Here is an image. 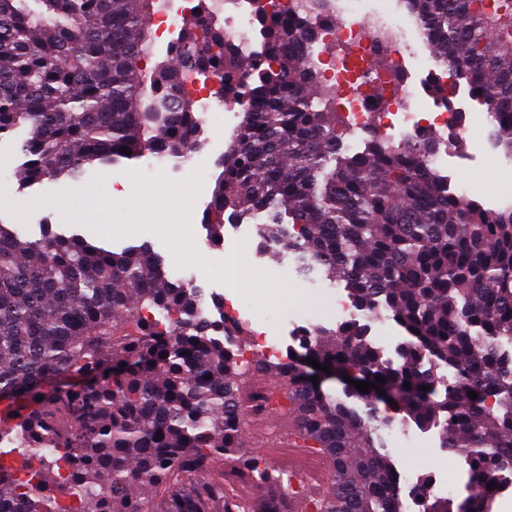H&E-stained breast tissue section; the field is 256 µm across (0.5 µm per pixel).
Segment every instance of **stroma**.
Wrapping results in <instances>:
<instances>
[{"label": "stroma", "mask_w": 512, "mask_h": 512, "mask_svg": "<svg viewBox=\"0 0 512 512\" xmlns=\"http://www.w3.org/2000/svg\"><path fill=\"white\" fill-rule=\"evenodd\" d=\"M406 78L419 91L422 111L455 108L464 99L470 102L462 119L471 128V138L451 145L442 167L450 187L465 186L469 198L487 210L512 202V165L490 160L494 136L492 127L483 123L484 106L470 100L464 88L445 100L436 96L427 69L409 70ZM21 162L17 141H9L0 150V174L6 176L0 181V222L32 234L45 222L57 232H75L115 250L150 243L165 269H185L202 287L205 298L225 300L223 310H211V318L222 313L234 316L259 353L271 348L278 357H287L299 347L296 327L335 326L336 283L318 272L302 277L293 259L260 251L256 225L241 226L236 218L225 219L221 242L201 249L198 241L209 237L204 225L206 203L193 204L187 211L146 208L144 193L161 186L174 193L185 190L184 180L171 165L161 166L145 178L135 160L91 169L78 185L46 181L23 189L18 177ZM128 179L134 182V189L111 208H100L98 199L110 184ZM228 250L236 251L242 272L232 289L224 284L223 261Z\"/></svg>", "instance_id": "stroma-1"}]
</instances>
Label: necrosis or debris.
<instances>
[{"mask_svg": "<svg viewBox=\"0 0 512 512\" xmlns=\"http://www.w3.org/2000/svg\"><path fill=\"white\" fill-rule=\"evenodd\" d=\"M245 0H220L224 33L244 52H252L256 37L254 13ZM324 15L317 19L319 50L309 51L305 65L322 76L320 96L332 102L345 118L349 134L377 124L382 135L398 132L401 139L420 138L424 133L452 131L455 140L469 133L458 113L432 112L419 116L416 91L396 81L408 66L426 67L429 62L423 27L411 12L408 0H323ZM220 72L201 78L184 70L181 91L199 98L209 127L230 129L233 107H246L247 97L216 101L212 85ZM395 475L400 488V512H423L428 498L450 497L459 490H472L470 464L462 462L454 477L421 475L416 464L399 461Z\"/></svg>", "mask_w": 512, "mask_h": 512, "instance_id": "necrosis-or-debris-1", "label": "necrosis or debris"}]
</instances>
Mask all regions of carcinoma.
<instances>
[{
	"label": "carcinoma",
	"instance_id": "obj_1",
	"mask_svg": "<svg viewBox=\"0 0 512 512\" xmlns=\"http://www.w3.org/2000/svg\"><path fill=\"white\" fill-rule=\"evenodd\" d=\"M411 2L511 156L512 0ZM213 6L197 0L182 17L178 52L145 88L138 61L155 0H0V135L19 137V181L77 183L146 153L183 159L204 130L195 101L177 93L179 69L221 67L227 94L226 80L248 75L250 104L206 211L211 238L227 212L259 217L261 246L295 256L301 275L344 283L361 310L386 312L405 332L396 363L361 323L300 336L302 357L382 376L385 395L341 399L297 357L248 353L238 323L210 319L202 289L170 280L147 245L118 252L0 222V432L15 434L0 458V512H287L283 474L239 455L245 425L273 411L291 417L293 445L333 471L309 512H397L396 462L375 443L396 419L440 427L443 447L477 463L468 498H433L424 512H489L512 471V203L486 210L451 191L427 167L429 139L395 146L373 132L363 152L345 153L343 120L314 102L320 82L303 62L315 26L255 13L258 66ZM63 375L85 383L42 394ZM254 488L240 504L236 490Z\"/></svg>",
	"mask_w": 512,
	"mask_h": 512
}]
</instances>
